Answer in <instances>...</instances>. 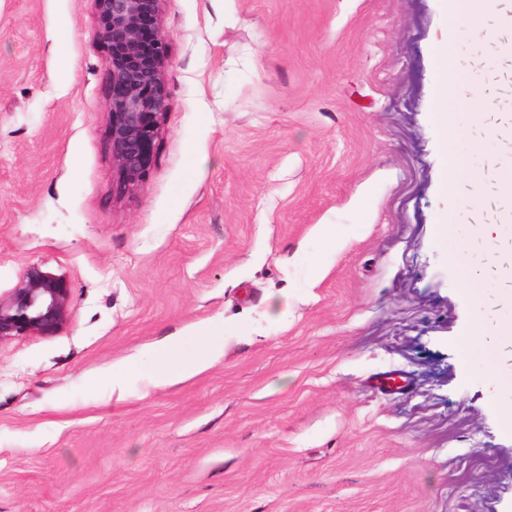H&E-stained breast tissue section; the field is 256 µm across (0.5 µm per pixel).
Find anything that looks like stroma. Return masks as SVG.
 <instances>
[{
  "instance_id": "obj_1",
  "label": "stroma",
  "mask_w": 512,
  "mask_h": 512,
  "mask_svg": "<svg viewBox=\"0 0 512 512\" xmlns=\"http://www.w3.org/2000/svg\"><path fill=\"white\" fill-rule=\"evenodd\" d=\"M163 29L170 104L123 193L90 0H0V292L33 262L72 288L60 335L0 345V512H512V431L458 351L512 317V237L474 232L512 213V6L467 0L451 37L455 122L487 119L450 211L438 0H165ZM214 319L212 367L113 395Z\"/></svg>"
}]
</instances>
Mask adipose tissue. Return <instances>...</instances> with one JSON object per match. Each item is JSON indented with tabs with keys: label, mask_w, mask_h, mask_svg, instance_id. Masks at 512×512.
Returning a JSON list of instances; mask_svg holds the SVG:
<instances>
[{
	"label": "adipose tissue",
	"mask_w": 512,
	"mask_h": 512,
	"mask_svg": "<svg viewBox=\"0 0 512 512\" xmlns=\"http://www.w3.org/2000/svg\"><path fill=\"white\" fill-rule=\"evenodd\" d=\"M436 67L440 75L433 120L443 132L444 141H454L461 130L450 112L455 81L453 58L447 45H440L435 54ZM227 339L223 322L212 321L197 333L195 341L189 342L179 336H171L150 348L153 358L151 368H142L130 361L112 375V387L124 391L128 380L134 376L145 377L150 386L163 388L186 382L212 366L224 353ZM512 341V322H500L486 329L482 335L467 336L463 346L465 365L475 366L477 373L499 389L500 398L494 407L504 421L512 425V364L501 356L503 344Z\"/></svg>",
	"instance_id": "obj_1"
}]
</instances>
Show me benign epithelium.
<instances>
[{
	"label": "benign epithelium",
	"instance_id": "7a95c632",
	"mask_svg": "<svg viewBox=\"0 0 512 512\" xmlns=\"http://www.w3.org/2000/svg\"><path fill=\"white\" fill-rule=\"evenodd\" d=\"M105 49V108L112 169L120 189L134 190L148 170L169 107V46L162 32L164 0H91ZM67 277L40 262L0 293V345L25 336L53 337L70 317Z\"/></svg>",
	"mask_w": 512,
	"mask_h": 512
}]
</instances>
